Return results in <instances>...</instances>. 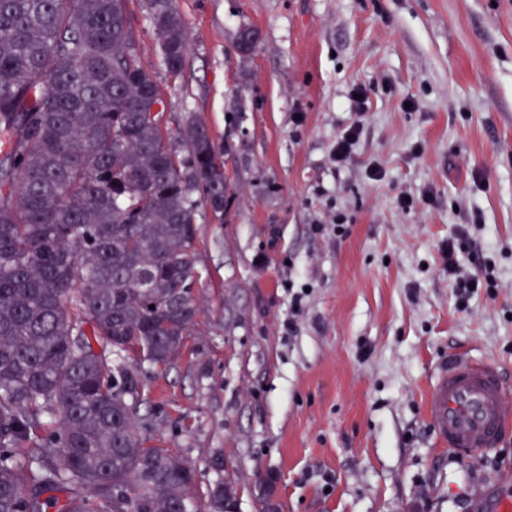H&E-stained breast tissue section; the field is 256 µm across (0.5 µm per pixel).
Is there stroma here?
<instances>
[{"label": "stroma", "instance_id": "obj_1", "mask_svg": "<svg viewBox=\"0 0 512 512\" xmlns=\"http://www.w3.org/2000/svg\"><path fill=\"white\" fill-rule=\"evenodd\" d=\"M128 7L169 131L196 117L231 181L225 223L198 219L196 322L141 367L148 445L200 494L234 482L237 512H481L493 478L512 497V430L461 459L428 411L464 353L512 409V0H175V82ZM462 227L492 266L464 309Z\"/></svg>", "mask_w": 512, "mask_h": 512}]
</instances>
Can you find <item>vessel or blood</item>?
<instances>
[{
  "label": "vessel or blood",
  "instance_id": "b4317fda",
  "mask_svg": "<svg viewBox=\"0 0 512 512\" xmlns=\"http://www.w3.org/2000/svg\"><path fill=\"white\" fill-rule=\"evenodd\" d=\"M503 379L496 367L457 356L441 367L429 393L439 438L459 456L499 446L512 413L502 408Z\"/></svg>",
  "mask_w": 512,
  "mask_h": 512
}]
</instances>
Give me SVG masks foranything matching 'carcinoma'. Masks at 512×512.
Returning <instances> with one entry per match:
<instances>
[{"label":"carcinoma","instance_id":"cac0c4a2","mask_svg":"<svg viewBox=\"0 0 512 512\" xmlns=\"http://www.w3.org/2000/svg\"><path fill=\"white\" fill-rule=\"evenodd\" d=\"M167 74L173 0H147ZM127 0H0V512H224L139 431V367L194 324L199 208L229 178L193 117L166 129Z\"/></svg>","mask_w":512,"mask_h":512}]
</instances>
